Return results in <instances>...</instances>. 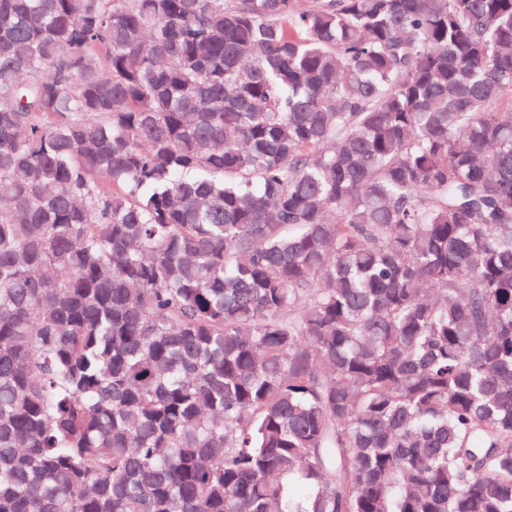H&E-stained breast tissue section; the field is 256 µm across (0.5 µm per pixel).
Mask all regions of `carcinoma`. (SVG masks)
I'll return each mask as SVG.
<instances>
[{
  "instance_id": "cac0c4a2",
  "label": "carcinoma",
  "mask_w": 512,
  "mask_h": 512,
  "mask_svg": "<svg viewBox=\"0 0 512 512\" xmlns=\"http://www.w3.org/2000/svg\"><path fill=\"white\" fill-rule=\"evenodd\" d=\"M0 512H512V0H0Z\"/></svg>"
}]
</instances>
